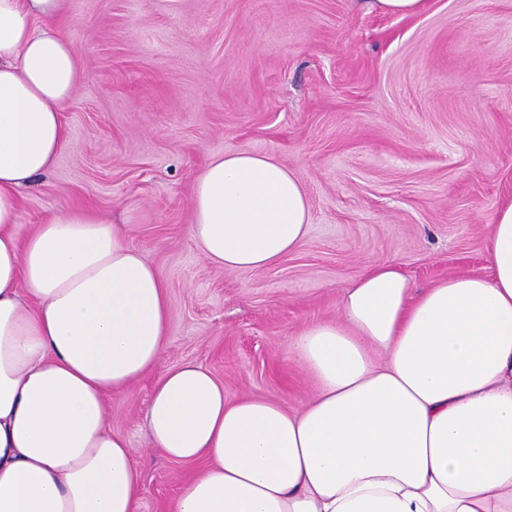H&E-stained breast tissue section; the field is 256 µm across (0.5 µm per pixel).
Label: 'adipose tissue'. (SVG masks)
<instances>
[{
  "label": "adipose tissue",
  "mask_w": 512,
  "mask_h": 512,
  "mask_svg": "<svg viewBox=\"0 0 512 512\" xmlns=\"http://www.w3.org/2000/svg\"><path fill=\"white\" fill-rule=\"evenodd\" d=\"M71 0H0V512H136L137 449L105 398L167 342L161 272L123 225L63 208L32 231L21 192L68 143L83 72L58 24ZM191 232L229 271L279 263L311 223L291 171L249 150L198 173ZM489 276L423 290L393 262L343 288L340 315L290 352L316 393L299 411L224 397L184 362L146 414L155 449L200 465L173 512H512V201L495 213Z\"/></svg>",
  "instance_id": "adipose-tissue-1"
}]
</instances>
